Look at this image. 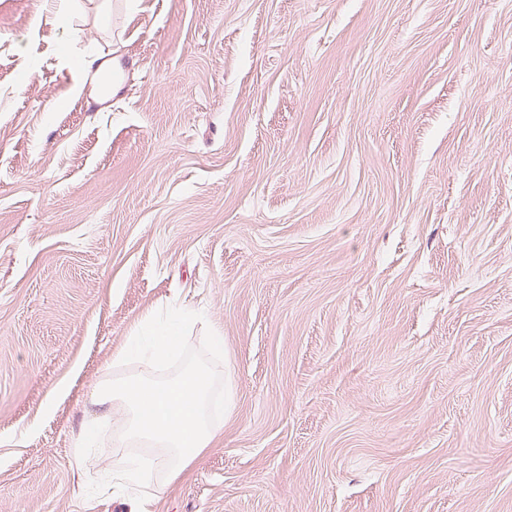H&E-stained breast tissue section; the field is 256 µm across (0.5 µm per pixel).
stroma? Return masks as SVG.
I'll use <instances>...</instances> for the list:
<instances>
[{
	"instance_id": "obj_1",
	"label": "stroma",
	"mask_w": 512,
	"mask_h": 512,
	"mask_svg": "<svg viewBox=\"0 0 512 512\" xmlns=\"http://www.w3.org/2000/svg\"><path fill=\"white\" fill-rule=\"evenodd\" d=\"M170 306L152 512H512V0H0V512H134L74 445Z\"/></svg>"
}]
</instances>
